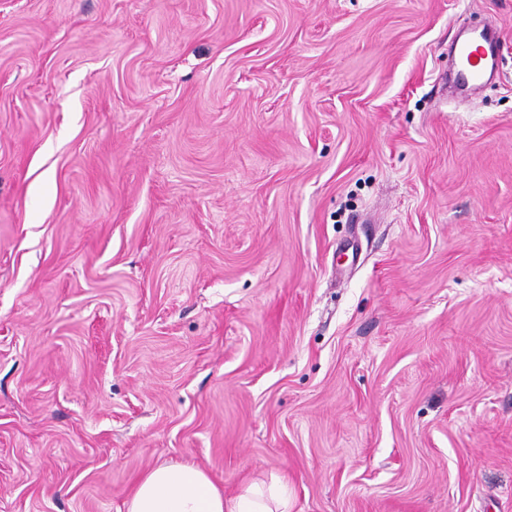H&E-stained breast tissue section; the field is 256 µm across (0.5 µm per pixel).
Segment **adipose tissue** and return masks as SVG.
Returning a JSON list of instances; mask_svg holds the SVG:
<instances>
[{
  "mask_svg": "<svg viewBox=\"0 0 512 512\" xmlns=\"http://www.w3.org/2000/svg\"><path fill=\"white\" fill-rule=\"evenodd\" d=\"M126 512H288L281 478L250 483L232 502L209 475L193 464H161L136 483Z\"/></svg>",
  "mask_w": 512,
  "mask_h": 512,
  "instance_id": "ef3b65f1",
  "label": "adipose tissue"
}]
</instances>
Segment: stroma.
Masks as SVG:
<instances>
[{"instance_id": "stroma-1", "label": "stroma", "mask_w": 512, "mask_h": 512, "mask_svg": "<svg viewBox=\"0 0 512 512\" xmlns=\"http://www.w3.org/2000/svg\"><path fill=\"white\" fill-rule=\"evenodd\" d=\"M182 463L512 512V0H0V512ZM500 32L497 29L472 28L458 50L455 83L461 93H467L485 82L497 69Z\"/></svg>"}]
</instances>
